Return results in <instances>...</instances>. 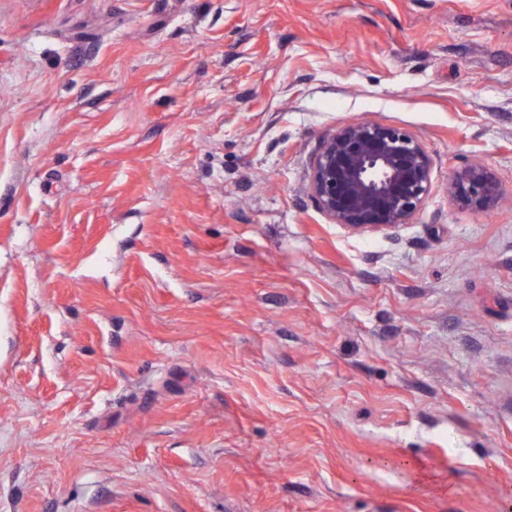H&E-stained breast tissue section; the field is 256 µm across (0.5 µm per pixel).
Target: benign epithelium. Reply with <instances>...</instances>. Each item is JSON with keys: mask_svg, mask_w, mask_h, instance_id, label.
<instances>
[{"mask_svg": "<svg viewBox=\"0 0 512 512\" xmlns=\"http://www.w3.org/2000/svg\"><path fill=\"white\" fill-rule=\"evenodd\" d=\"M431 186V159L416 136L372 122L340 127L315 156L310 194L333 223L351 233L387 232L408 223ZM452 199L476 213L498 203L494 173L482 164L463 166L448 185Z\"/></svg>", "mask_w": 512, "mask_h": 512, "instance_id": "benign-epithelium-1", "label": "benign epithelium"}]
</instances>
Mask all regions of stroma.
<instances>
[{
  "label": "stroma",
  "instance_id": "obj_1",
  "mask_svg": "<svg viewBox=\"0 0 512 512\" xmlns=\"http://www.w3.org/2000/svg\"><path fill=\"white\" fill-rule=\"evenodd\" d=\"M365 121L393 232L309 194ZM0 512H512V0H0ZM431 159L416 136L372 122L340 127L315 156L310 194L351 233L409 224L431 186ZM448 192L459 206L476 213L491 211L500 197L494 173L482 164H469L454 171Z\"/></svg>",
  "mask_w": 512,
  "mask_h": 512
}]
</instances>
